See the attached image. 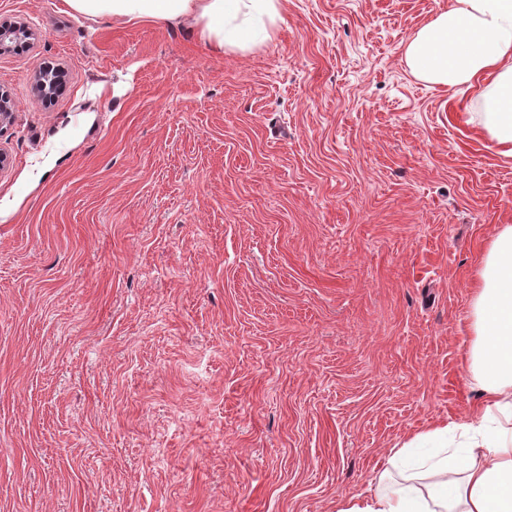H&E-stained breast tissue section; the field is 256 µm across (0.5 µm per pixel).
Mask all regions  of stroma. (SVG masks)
<instances>
[{"label":"stroma","mask_w":512,"mask_h":512,"mask_svg":"<svg viewBox=\"0 0 512 512\" xmlns=\"http://www.w3.org/2000/svg\"><path fill=\"white\" fill-rule=\"evenodd\" d=\"M447 4L284 0L241 55L0 0V512H336L469 413L512 158L402 60Z\"/></svg>","instance_id":"obj_1"}]
</instances>
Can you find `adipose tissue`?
Returning a JSON list of instances; mask_svg holds the SVG:
<instances>
[{
  "mask_svg": "<svg viewBox=\"0 0 512 512\" xmlns=\"http://www.w3.org/2000/svg\"><path fill=\"white\" fill-rule=\"evenodd\" d=\"M88 16L186 24L201 41L246 53L282 22V0H67ZM423 82L467 86L478 124L512 157V0H449L407 42ZM465 385L478 395L461 420L439 422L392 449L375 491L337 512H512V224L488 242L468 317Z\"/></svg>",
  "mask_w": 512,
  "mask_h": 512,
  "instance_id": "1",
  "label": "adipose tissue"
}]
</instances>
